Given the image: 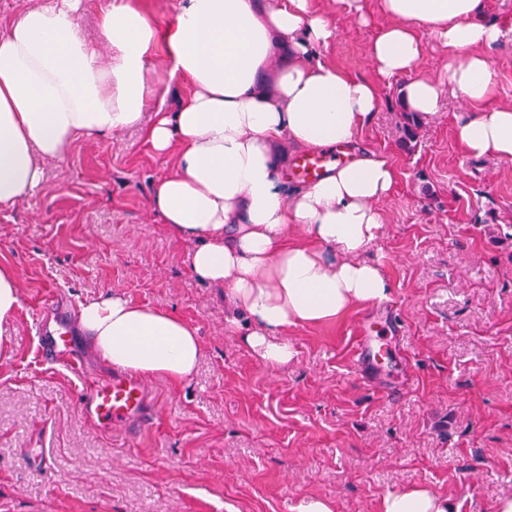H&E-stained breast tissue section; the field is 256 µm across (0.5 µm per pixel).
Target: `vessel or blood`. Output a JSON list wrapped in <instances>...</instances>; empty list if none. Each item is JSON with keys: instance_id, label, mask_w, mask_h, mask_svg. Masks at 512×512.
<instances>
[{"instance_id": "vessel-or-blood-1", "label": "vessel or blood", "mask_w": 512, "mask_h": 512, "mask_svg": "<svg viewBox=\"0 0 512 512\" xmlns=\"http://www.w3.org/2000/svg\"><path fill=\"white\" fill-rule=\"evenodd\" d=\"M340 152L311 150L296 157L294 166L303 178L313 181L329 174L341 163ZM70 339L67 334L44 331L41 346L42 357L57 360L67 350ZM385 356L382 346L368 332H361L353 357V366L358 375L367 378L374 375ZM80 408L93 424L121 429L129 439H136L154 423L152 395L141 378L121 373L99 383L83 393Z\"/></svg>"}]
</instances>
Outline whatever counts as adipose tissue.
I'll return each instance as SVG.
<instances>
[{"label":"adipose tissue","instance_id":"1","mask_svg":"<svg viewBox=\"0 0 512 512\" xmlns=\"http://www.w3.org/2000/svg\"><path fill=\"white\" fill-rule=\"evenodd\" d=\"M392 20L368 46L378 72L405 78L408 106L435 116L445 91L477 105L455 137L469 155L512 159V106L482 109L493 90L488 51L505 38L484 0H381ZM424 27L448 48V79L414 72ZM312 0H177L159 26L136 0H108L99 56L81 26V0H45L0 31V209L32 196L42 162L77 136L145 127L156 153H176L151 207L170 234L190 241L192 275L224 287L225 322L271 367L295 355L289 329L336 320L387 300L391 285L361 253L380 235V207L395 180L390 160L358 152L317 182L287 191L292 148L353 142L379 109L375 87L315 58L335 39ZM168 79L193 92L178 111L156 104L147 76L156 47ZM105 365L179 384L202 343L178 315L113 294L81 304L74 320ZM379 512H454L425 488L385 494Z\"/></svg>","mask_w":512,"mask_h":512}]
</instances>
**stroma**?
Masks as SVG:
<instances>
[{"label": "stroma", "instance_id": "stroma-1", "mask_svg": "<svg viewBox=\"0 0 512 512\" xmlns=\"http://www.w3.org/2000/svg\"><path fill=\"white\" fill-rule=\"evenodd\" d=\"M313 4L338 29L323 57L380 97L354 145L396 170L363 253L391 281L389 300L290 329L295 358L267 367L225 331L223 287L191 275L190 245L150 205L175 155L137 129L76 137L32 196L0 210V263L21 291L0 325V512H292L308 497L379 512L383 495L414 486L456 512H493L512 495V159L460 149L467 102L446 96L429 119L404 101V78L378 73L367 48L390 23L379 0H360L358 16L344 0ZM489 56L486 104L512 105V36ZM48 293L69 324L80 304L115 293L197 327L196 372L177 386L149 380L156 421L135 442L80 411L84 389L112 373L83 337L78 369L43 360ZM362 323L401 330L369 382L352 366Z\"/></svg>", "mask_w": 512, "mask_h": 512}]
</instances>
